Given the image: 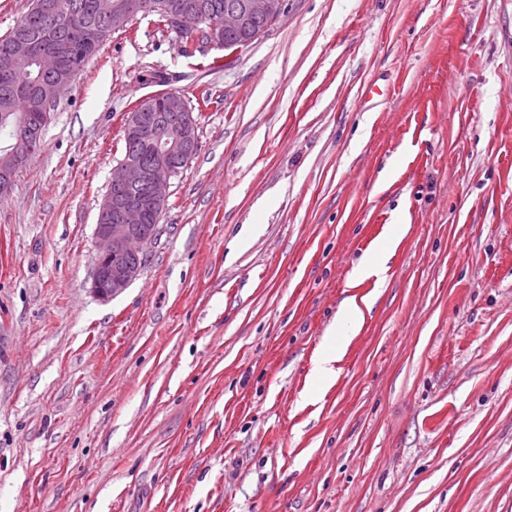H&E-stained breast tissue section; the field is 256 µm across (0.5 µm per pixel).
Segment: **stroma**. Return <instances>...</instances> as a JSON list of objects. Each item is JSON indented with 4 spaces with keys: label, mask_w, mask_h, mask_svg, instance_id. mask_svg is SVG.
Wrapping results in <instances>:
<instances>
[{
    "label": "stroma",
    "mask_w": 512,
    "mask_h": 512,
    "mask_svg": "<svg viewBox=\"0 0 512 512\" xmlns=\"http://www.w3.org/2000/svg\"><path fill=\"white\" fill-rule=\"evenodd\" d=\"M287 3L219 68L112 33L0 199V512H512V0ZM146 64L213 101L103 302ZM95 228L97 255L91 290L101 301H110L135 282L145 269L155 230L145 231L144 211L133 199H122L110 190L99 206ZM112 220V223H111ZM112 258L119 261L113 264Z\"/></svg>",
    "instance_id": "obj_1"
}]
</instances>
